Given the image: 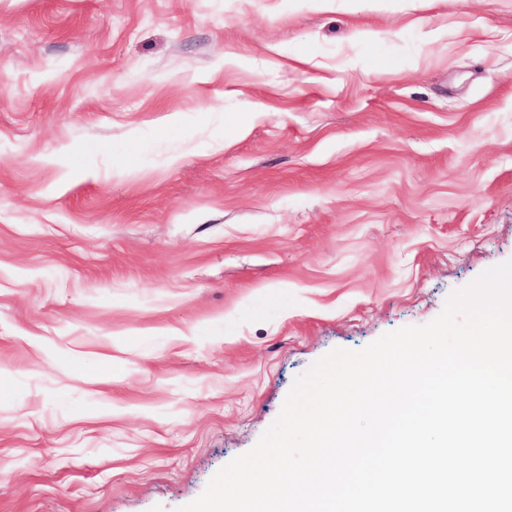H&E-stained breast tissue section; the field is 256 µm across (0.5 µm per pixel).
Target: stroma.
<instances>
[{
	"label": "stroma",
	"instance_id": "obj_1",
	"mask_svg": "<svg viewBox=\"0 0 512 512\" xmlns=\"http://www.w3.org/2000/svg\"><path fill=\"white\" fill-rule=\"evenodd\" d=\"M510 259L512 0H0V512H176Z\"/></svg>",
	"mask_w": 512,
	"mask_h": 512
}]
</instances>
